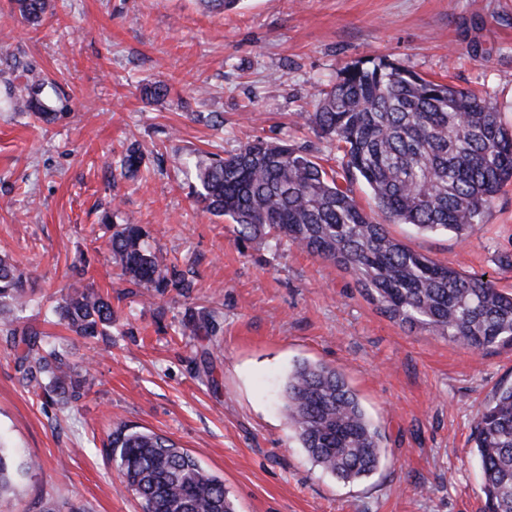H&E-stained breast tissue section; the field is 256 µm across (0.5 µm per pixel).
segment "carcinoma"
<instances>
[{
  "mask_svg": "<svg viewBox=\"0 0 512 512\" xmlns=\"http://www.w3.org/2000/svg\"><path fill=\"white\" fill-rule=\"evenodd\" d=\"M37 25L47 0H15ZM20 110L46 123L57 119L31 90ZM306 124L337 143L340 170L328 171L286 140L258 137L223 157L193 163L196 201L237 226L244 242L295 246L330 262L356 280L362 295L402 327L426 331L476 352L512 348V293L491 279L461 273L407 248L386 231L411 224L421 231L466 239L495 196L512 183V128L490 99L471 89L424 78L386 59L345 67L318 93ZM142 157L129 150L121 172L134 175ZM362 179L373 205L361 207L352 184ZM111 223V254L130 282L159 295H188L195 282L145 243L138 224ZM26 276L0 257V330L22 336L24 378L50 398L77 400L88 387L56 352L39 354L38 333L19 327L15 311L27 303ZM54 314L78 336L112 327V301L75 281ZM194 336L218 335L205 311L183 323ZM284 409L301 448L321 470L343 482L378 467L382 435L357 394L335 368L301 363L288 374ZM474 442L481 466L485 512H512V385L499 388L478 411ZM112 455L142 512H235L224 482L207 473L172 439L119 426ZM11 489V464L0 448V498Z\"/></svg>",
  "mask_w": 512,
  "mask_h": 512,
  "instance_id": "1",
  "label": "carcinoma"
}]
</instances>
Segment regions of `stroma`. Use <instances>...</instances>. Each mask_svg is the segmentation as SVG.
Segmentation results:
<instances>
[{
  "label": "stroma",
  "instance_id": "1",
  "mask_svg": "<svg viewBox=\"0 0 512 512\" xmlns=\"http://www.w3.org/2000/svg\"><path fill=\"white\" fill-rule=\"evenodd\" d=\"M383 57L422 77L485 93L512 126V0H49L40 25L0 0V256L33 291L19 313L91 387L69 406L23 377L24 344L0 331V446L13 459L0 512H141L108 436L123 423L171 438L224 481L237 512H483L473 450L481 404L512 384V349L475 352L390 321L354 279L305 251L241 242L190 192L198 152L257 137L334 142L299 120L345 66ZM167 93L145 99L142 87ZM49 88L51 124L5 106ZM221 124H214V117ZM138 147V179L118 162ZM141 225L152 251L197 282L151 295L111 259L101 219ZM408 248L512 292V185L466 239L388 225ZM109 297L112 333L84 338L53 312L66 286ZM208 310L215 341L181 335ZM328 364L379 427L369 478L323 473L288 424L282 390L299 362Z\"/></svg>",
  "mask_w": 512,
  "mask_h": 512
}]
</instances>
